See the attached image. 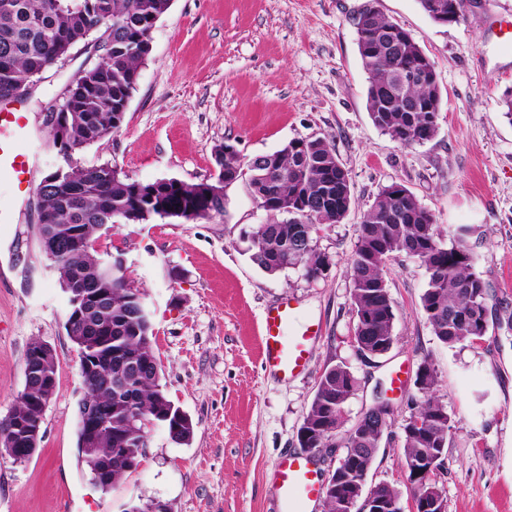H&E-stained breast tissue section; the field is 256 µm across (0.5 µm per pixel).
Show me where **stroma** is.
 I'll list each match as a JSON object with an SVG mask.
<instances>
[{"label": "stroma", "mask_w": 512, "mask_h": 512, "mask_svg": "<svg viewBox=\"0 0 512 512\" xmlns=\"http://www.w3.org/2000/svg\"><path fill=\"white\" fill-rule=\"evenodd\" d=\"M366 2L172 0L151 32L120 131L76 154L82 166L108 163L142 182L197 183L213 173L217 145L253 158L321 137L348 170L354 197L345 218L316 237L329 265L314 280L252 263L245 234L267 216L243 180L210 219L119 224L101 235L98 252L122 254L145 294L160 383L194 425L186 444L155 428L138 466L108 492L90 483L78 456L77 348L37 212L0 224V416L24 385L32 341L47 342L58 362L35 455L20 465L0 456V512H122L138 498L171 512H282L273 466L301 453L298 430L317 383L337 364L358 381L345 428L378 397L390 399L389 441L367 483L393 486L402 512H412L401 436L420 399L414 378L425 359L451 418L437 476L447 512H512V122L501 105L512 92V55L502 54L489 27L493 18L512 21V0H461L462 21L447 25L434 23L417 0H374L433 62L441 91L437 136L410 147L377 129L366 110L355 29ZM88 59L78 48L44 72L25 106L32 146L39 149L47 133L41 104L59 98ZM62 163L39 149L38 174ZM394 182L435 215L444 240L471 226L468 242L488 288L489 326L480 340L449 347L433 336L421 310L427 274L400 253L385 267L394 344L377 358L359 354L350 262L363 213ZM287 297L321 327L307 372L293 379L263 370L257 334L265 308Z\"/></svg>", "instance_id": "obj_1"}]
</instances>
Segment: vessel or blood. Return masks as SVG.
Listing matches in <instances>:
<instances>
[{
  "label": "vessel or blood",
  "instance_id": "obj_1",
  "mask_svg": "<svg viewBox=\"0 0 512 512\" xmlns=\"http://www.w3.org/2000/svg\"><path fill=\"white\" fill-rule=\"evenodd\" d=\"M30 137L29 123L21 100L0 101V178L10 181L16 198L26 201L32 191L36 156L24 143ZM298 316V308L284 300L267 308L260 325L262 367L291 379L304 374L309 366L310 340L318 335L319 326L304 324L296 334L288 326ZM273 480L281 498L289 503L316 501L320 485L311 455L282 458L273 469Z\"/></svg>",
  "mask_w": 512,
  "mask_h": 512
}]
</instances>
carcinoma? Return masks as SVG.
Wrapping results in <instances>:
<instances>
[{
	"instance_id": "carcinoma-1",
	"label": "carcinoma",
	"mask_w": 512,
	"mask_h": 512,
	"mask_svg": "<svg viewBox=\"0 0 512 512\" xmlns=\"http://www.w3.org/2000/svg\"><path fill=\"white\" fill-rule=\"evenodd\" d=\"M171 0H0V99L37 84L41 75L73 49L92 40L99 23L107 24L110 54L101 64L87 69L71 95L62 100L68 113L66 140L86 147L102 142L122 127L128 101L136 88L139 71L151 52V30L168 12ZM396 27L380 11L368 4L356 23L357 45L367 75L366 108L374 126L404 147L435 137L438 129L428 123L427 112H405V99L424 101L440 109L441 95L435 80L428 79L396 87L395 71L389 63L392 53L384 31ZM58 132L48 131L46 145L56 148L65 161L61 178L36 186V211L51 213L60 224H75L84 248L62 254L56 260L59 283L79 292L83 283L72 278L76 268L91 269L101 257L96 242L106 224H149L166 218L169 210L193 213L206 219L200 198L181 191L174 184L162 187L155 181L143 183L130 178L112 181V165L82 167L64 147L57 146ZM216 167L232 172L244 164L260 176L271 197L299 199L309 215L271 213L268 222L248 236L250 260L263 271L274 274L297 266L308 279L320 277L328 266L327 256L316 247L315 236L297 242V219L310 225L337 224L352 205L351 178L329 143L322 138L290 141L271 154L244 160L238 154H224V145L215 148ZM468 230L446 244L434 214L422 206L402 184L392 183L380 191L359 224L358 245L352 258L351 301L356 316L354 340L357 348L371 356H381L395 340L393 302L384 268L397 253H405L425 268L427 285L421 309L434 336L449 347L465 340L481 339L487 329V287L477 269L478 261L466 241ZM140 292L134 282L115 283L112 307V360H127L131 366L111 370L104 366L82 380L81 402L112 408V430L101 433L98 448L109 456L112 482L95 484L106 492L130 471L131 462L143 456L136 438L125 429V407L133 395L137 409L154 418L167 408L169 438L177 443L191 440V429L177 418L179 408L167 397L160 382L154 355L150 313L133 307ZM421 401L403 427L404 461L409 473L415 462L427 459L431 476L426 487H436V471L444 462L448 447L450 417L436 396L437 374L429 359L420 369ZM357 380L345 365L324 370L310 409L298 431L301 447L316 452L321 448H346L357 457L355 471L347 481L360 480L388 437V411L379 421L368 414L344 436L343 411L355 394ZM26 397L18 400L15 414L37 418L34 404L40 389L24 381ZM124 448L125 454L114 449Z\"/></svg>"
}]
</instances>
